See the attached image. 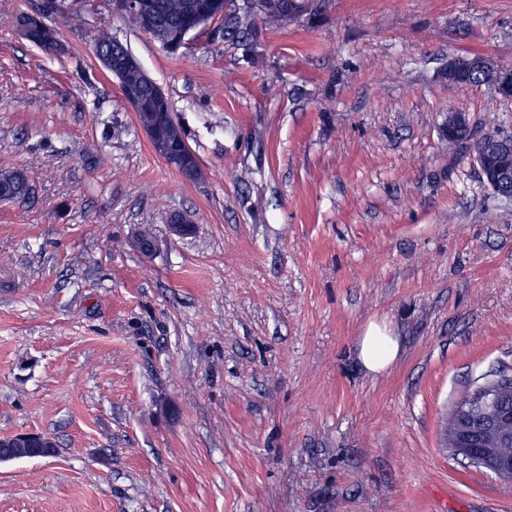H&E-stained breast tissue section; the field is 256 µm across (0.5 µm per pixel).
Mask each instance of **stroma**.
Segmentation results:
<instances>
[{"label":"stroma","mask_w":512,"mask_h":512,"mask_svg":"<svg viewBox=\"0 0 512 512\" xmlns=\"http://www.w3.org/2000/svg\"><path fill=\"white\" fill-rule=\"evenodd\" d=\"M0 0V512H512L441 446L454 404L512 376V200L468 147L512 99L448 63L512 66V0H315L260 34L168 52L110 0H65L50 59ZM111 30L171 101L204 179L152 150L94 56ZM185 214L192 234H171ZM155 241L131 244L141 225ZM400 340L383 372L370 322ZM441 136L445 145L455 150L473 139L470 123L449 124L446 121L441 128ZM0 200L19 199L21 195L30 197L32 186L24 169L0 172ZM400 344L397 336L386 328L371 323L359 344V357L371 372H381L389 367L398 357ZM12 440L17 445L26 448H18L16 444L12 443ZM12 440L0 441V458H29L31 454H34L31 449L34 445H41L42 447L33 457L48 456L51 454L52 447L54 446L50 438L32 433L18 434Z\"/></svg>","instance_id":"obj_1"}]
</instances>
